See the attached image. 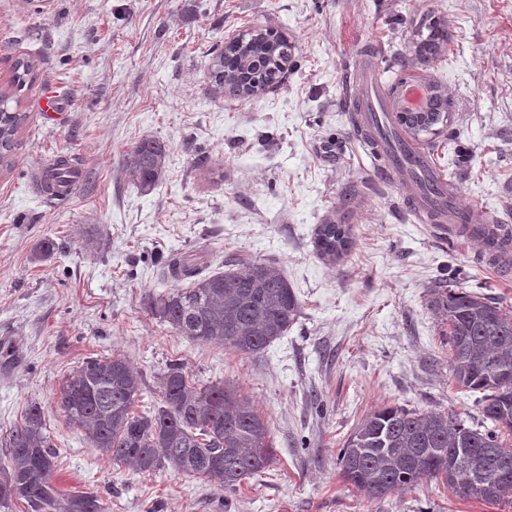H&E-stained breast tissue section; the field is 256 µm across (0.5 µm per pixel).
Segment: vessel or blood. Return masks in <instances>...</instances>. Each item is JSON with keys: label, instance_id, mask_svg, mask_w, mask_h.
I'll list each match as a JSON object with an SVG mask.
<instances>
[{"label": "vessel or blood", "instance_id": "vessel-or-blood-1", "mask_svg": "<svg viewBox=\"0 0 512 512\" xmlns=\"http://www.w3.org/2000/svg\"><path fill=\"white\" fill-rule=\"evenodd\" d=\"M348 86L358 108V129L373 137L371 157L375 168L401 173L404 200L411 211L432 222V231L439 236L443 235L445 226L469 223V213L455 203L454 184L434 173L431 155L425 148L410 139L396 148L376 137V128L381 122L379 111L385 108L386 98L367 65H358L349 74ZM484 257L502 275L512 274V226H488L484 235Z\"/></svg>", "mask_w": 512, "mask_h": 512}]
</instances>
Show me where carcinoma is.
<instances>
[{
	"mask_svg": "<svg viewBox=\"0 0 512 512\" xmlns=\"http://www.w3.org/2000/svg\"><path fill=\"white\" fill-rule=\"evenodd\" d=\"M276 50L257 59L250 78L263 88L282 84L287 71L288 40L267 29L254 31ZM232 50H218L210 63L218 91L243 96L230 67ZM35 69L34 57L16 62L14 84L21 90ZM420 120L397 113L396 127L417 137L433 131L450 108L448 94L434 84ZM11 97L0 93V163L12 164L24 112L11 110ZM169 148L142 139L126 161L129 176L148 191L165 176ZM74 174L67 159L57 163L47 188ZM350 243L342 224H324L315 241L327 257H338ZM165 276L173 288L155 298L152 310L175 332L192 341L218 344L254 355L283 337L301 311L300 301L280 269L254 262L243 271L200 275L185 259L172 258ZM191 279L190 286L180 282ZM432 309L441 317L451 350L449 370L459 387L484 393L482 424L465 425L452 410L417 412L397 406L367 414L345 440L339 454L344 480L382 501L393 492L424 479L449 491L489 504L512 499V310L479 294L437 288ZM142 383L120 356L90 358L60 388L57 405L68 424L85 432L93 447L114 464H131L142 473L165 465L179 476L204 478L221 494H233L269 468L275 457L269 422L236 386L218 382L200 386L174 364L160 379V402L136 411ZM0 458V508L21 501L28 512H103L93 493L69 494L54 484L56 450L45 433L44 411L28 405L21 423L3 436ZM459 455L466 481L448 478V454Z\"/></svg>",
	"mask_w": 512,
	"mask_h": 512,
	"instance_id": "cac0c4a2",
	"label": "carcinoma"
}]
</instances>
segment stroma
<instances>
[{"label":"stroma","mask_w":512,"mask_h":512,"mask_svg":"<svg viewBox=\"0 0 512 512\" xmlns=\"http://www.w3.org/2000/svg\"><path fill=\"white\" fill-rule=\"evenodd\" d=\"M433 25L448 37L426 65L413 49ZM266 26L293 47L285 82L246 100L215 92L212 51ZM392 55L451 99L447 122L420 136L435 167L474 217L512 225V0H0V91L18 59L36 60L19 97L28 121L0 169V346L15 353L0 363V435L40 403L59 489L97 494L104 512H512L433 481L374 501L340 475L344 441L376 408L481 421L482 393L449 372L432 288L512 309V279L481 240L433 238L348 118V73ZM51 88L64 103L54 121L39 110ZM147 136L170 149L149 192L126 170ZM61 157L79 179L51 200L42 175ZM330 221L351 232L338 260L315 247ZM174 256L207 273L275 263L301 313L253 356L177 335L151 309ZM111 354L138 371L148 404L174 362L197 384L237 386L270 423L273 463L221 501L207 480L113 464L56 405L77 366Z\"/></svg>","instance_id":"obj_1"}]
</instances>
